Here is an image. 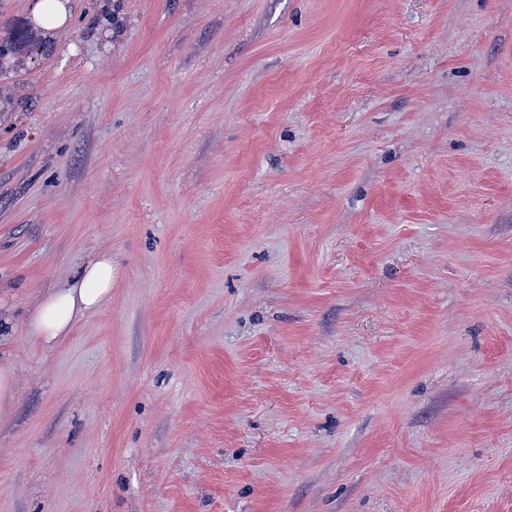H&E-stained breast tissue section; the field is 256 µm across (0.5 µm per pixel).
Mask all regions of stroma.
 Instances as JSON below:
<instances>
[{"label": "stroma", "mask_w": 512, "mask_h": 512, "mask_svg": "<svg viewBox=\"0 0 512 512\" xmlns=\"http://www.w3.org/2000/svg\"><path fill=\"white\" fill-rule=\"evenodd\" d=\"M33 2L0 512H512V0H68L49 39ZM111 294L112 256L100 255L80 268L64 287L44 296L28 318L27 336L39 345L51 346Z\"/></svg>", "instance_id": "1"}]
</instances>
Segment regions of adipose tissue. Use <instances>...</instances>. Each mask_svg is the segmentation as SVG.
Returning a JSON list of instances; mask_svg holds the SVG:
<instances>
[{"label":"adipose tissue","mask_w":512,"mask_h":512,"mask_svg":"<svg viewBox=\"0 0 512 512\" xmlns=\"http://www.w3.org/2000/svg\"><path fill=\"white\" fill-rule=\"evenodd\" d=\"M111 293L112 257L105 254L86 263L64 287L44 296L28 318V336L42 346L55 344Z\"/></svg>","instance_id":"1"}]
</instances>
